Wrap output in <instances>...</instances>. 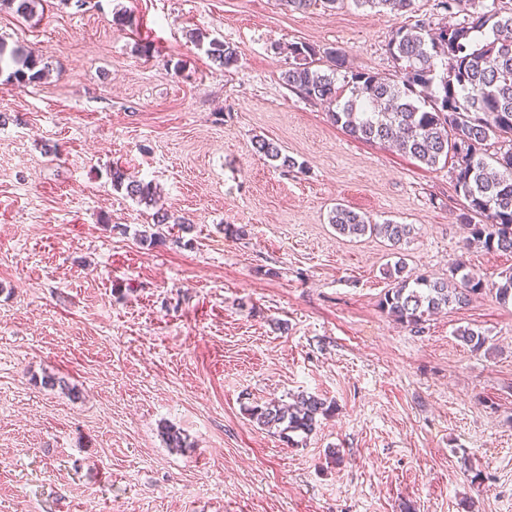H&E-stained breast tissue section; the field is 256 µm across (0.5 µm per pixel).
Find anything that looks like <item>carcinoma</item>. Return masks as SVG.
Here are the masks:
<instances>
[{
	"label": "carcinoma",
	"instance_id": "1",
	"mask_svg": "<svg viewBox=\"0 0 512 512\" xmlns=\"http://www.w3.org/2000/svg\"><path fill=\"white\" fill-rule=\"evenodd\" d=\"M358 7L385 9L399 14L411 12L415 0H353ZM437 7L462 15L455 24L431 33L432 21L418 19L409 28L400 27L389 42V53L399 69L400 81L352 70L346 55L337 49L320 51L300 43L293 47L295 63L286 70L285 84L305 97L336 104L334 123L368 141L395 145L428 167L450 165L454 187L467 202L459 214L467 236L464 248L512 253V7L492 0H439ZM490 30L492 37L479 41L475 33ZM208 55L228 70L237 65V51L219 40L209 42ZM325 54L328 69L319 68L317 55ZM41 58L28 52L4 57L0 46V71L12 68L8 79L34 82L44 69ZM343 86H337V81ZM500 144L490 155V141ZM257 151L268 159L282 160L281 167H295L291 157L265 139L256 141ZM112 185L125 188L128 196L148 206L157 204L152 182L126 181L119 168L112 169ZM328 221L342 236L379 237L397 249L410 237L413 226L374 222L342 204L329 213ZM398 260L385 275L392 287L381 299V309L394 321L420 333L434 313L463 307L486 293L500 304L512 303V271L488 280L467 269L458 259L449 266L448 278L404 274ZM456 336L474 350L485 345V337L470 327ZM336 405L311 393H300L290 404L270 402L248 409L250 418L274 429L285 442L299 445L316 429L319 417L334 412ZM169 448L186 447L185 437L173 425L162 427Z\"/></svg>",
	"mask_w": 512,
	"mask_h": 512
}]
</instances>
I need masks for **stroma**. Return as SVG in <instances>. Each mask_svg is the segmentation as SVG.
Returning a JSON list of instances; mask_svg holds the SVG:
<instances>
[{"label": "stroma", "instance_id": "35a3bbf8", "mask_svg": "<svg viewBox=\"0 0 512 512\" xmlns=\"http://www.w3.org/2000/svg\"><path fill=\"white\" fill-rule=\"evenodd\" d=\"M434 3L41 0L26 20L0 0V40L47 65L0 74V512H512V305L485 296L421 333L380 307L396 260L494 276L512 254L462 251L447 169L349 136L282 81L294 43L394 79L393 32L440 23ZM214 38L236 67L208 57ZM116 167L191 231L143 243L153 211ZM339 203L414 232L397 252L341 236ZM302 391L336 410L299 446L245 412ZM353 2L357 7L379 9L378 12L385 9L394 14L412 12L415 5V0H353ZM125 174L118 167L112 169V185L113 187L122 188L129 197H135L139 202L145 203L147 206L157 205V188L152 182L130 181L125 184Z\"/></svg>", "mask_w": 512, "mask_h": 512}]
</instances>
